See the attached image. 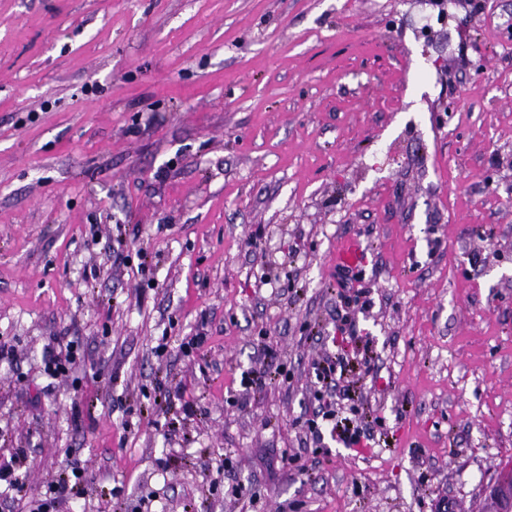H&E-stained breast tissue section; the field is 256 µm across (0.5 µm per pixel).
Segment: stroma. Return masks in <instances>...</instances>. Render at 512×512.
Segmentation results:
<instances>
[{"label":"stroma","mask_w":512,"mask_h":512,"mask_svg":"<svg viewBox=\"0 0 512 512\" xmlns=\"http://www.w3.org/2000/svg\"><path fill=\"white\" fill-rule=\"evenodd\" d=\"M434 2L0 0V455L26 452L0 512L74 462L58 512H486L512 460V0L420 34ZM347 237L373 439L315 448L314 363L353 354ZM266 348L287 378L244 390ZM336 277V283L338 286V289H336V297L340 299V302L344 304V307L346 308H349L352 303L355 306H358L361 298L365 295L363 288H357L355 290V283L360 282L359 274L352 273L350 270H341L338 272ZM350 292L353 293L352 296L347 294Z\"/></svg>","instance_id":"stroma-1"}]
</instances>
